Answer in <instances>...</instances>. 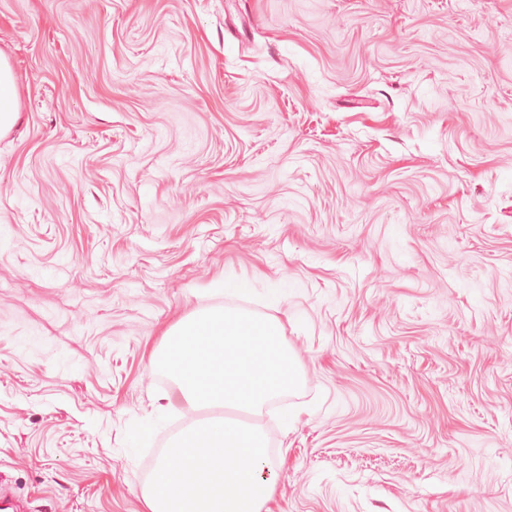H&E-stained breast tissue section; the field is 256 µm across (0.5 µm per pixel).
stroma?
Segmentation results:
<instances>
[{
	"label": "stroma",
	"instance_id": "35a3bbf8",
	"mask_svg": "<svg viewBox=\"0 0 512 512\" xmlns=\"http://www.w3.org/2000/svg\"><path fill=\"white\" fill-rule=\"evenodd\" d=\"M0 498L148 512L192 311L279 321L268 512H512V0H0ZM19 113L15 79L7 59L0 54V135L13 127Z\"/></svg>",
	"mask_w": 512,
	"mask_h": 512
}]
</instances>
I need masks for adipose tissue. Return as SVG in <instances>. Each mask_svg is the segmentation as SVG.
Wrapping results in <instances>:
<instances>
[{"mask_svg": "<svg viewBox=\"0 0 512 512\" xmlns=\"http://www.w3.org/2000/svg\"><path fill=\"white\" fill-rule=\"evenodd\" d=\"M260 427L221 419L188 430L161 460L149 512H262L274 492Z\"/></svg>", "mask_w": 512, "mask_h": 512, "instance_id": "ef3b65f1", "label": "adipose tissue"}]
</instances>
